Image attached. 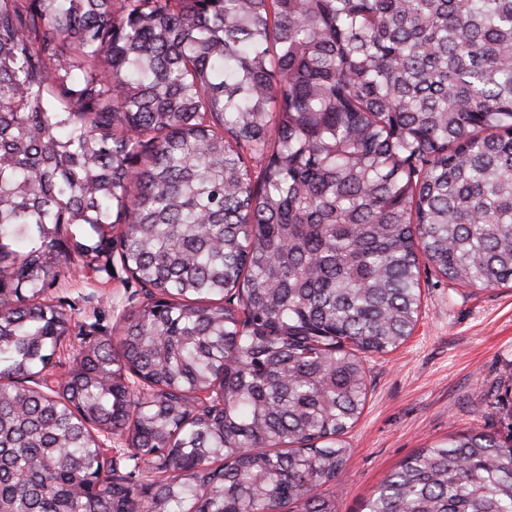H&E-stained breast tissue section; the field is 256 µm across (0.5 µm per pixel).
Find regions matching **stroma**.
<instances>
[{
	"label": "stroma",
	"instance_id": "obj_1",
	"mask_svg": "<svg viewBox=\"0 0 512 512\" xmlns=\"http://www.w3.org/2000/svg\"><path fill=\"white\" fill-rule=\"evenodd\" d=\"M57 293L73 341L111 333L144 300L141 284L119 267L68 275ZM367 368V403L348 434L352 454L333 490L338 512H363L396 465L449 433H512V285L471 290L422 271L412 335Z\"/></svg>",
	"mask_w": 512,
	"mask_h": 512
}]
</instances>
